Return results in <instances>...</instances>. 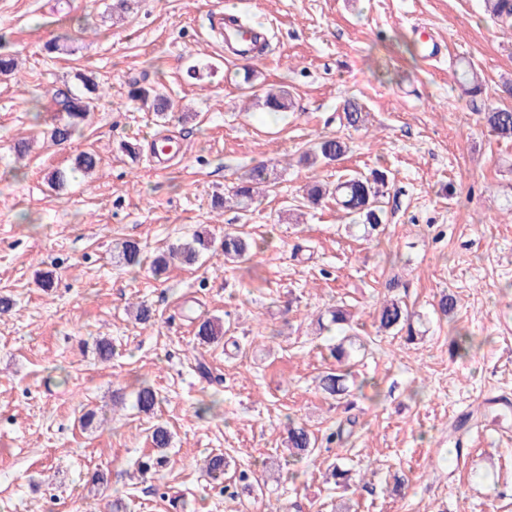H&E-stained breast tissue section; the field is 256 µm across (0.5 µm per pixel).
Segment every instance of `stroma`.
Returning a JSON list of instances; mask_svg holds the SVG:
<instances>
[{"label":"stroma","instance_id":"obj_1","mask_svg":"<svg viewBox=\"0 0 512 512\" xmlns=\"http://www.w3.org/2000/svg\"><path fill=\"white\" fill-rule=\"evenodd\" d=\"M228 1L267 30L253 62L224 57L212 15ZM421 28L439 60H425ZM1 52L19 72L0 78V295L14 300L0 315V512H512V417L488 409L512 402V325L500 320L512 313V140L487 129L455 78L469 61L488 104L512 81V32L482 0H134L121 21L112 0H0ZM249 64L292 96L278 123L243 87ZM81 73L107 95L52 144L48 92ZM134 81L162 86L174 111L161 119L129 102ZM349 100L370 112L369 129L340 124ZM323 134L346 138L348 155L301 164ZM22 137L33 146L20 159ZM163 139L186 151L160 168ZM83 151L98 154L96 172L51 190L48 174ZM260 164L276 165L278 182L252 212L212 208ZM375 168L389 178L377 238L348 235L333 200L303 207L308 185ZM233 225L257 243L244 264L224 260ZM200 231L213 244L196 265L153 276L149 260ZM125 240L145 265L116 263ZM395 275L418 316L412 342L374 320ZM445 293L456 300L447 317ZM140 304L149 322L136 320ZM336 304L367 342L352 368L365 388L339 402L318 386L341 334L317 318ZM203 318L223 339L199 343ZM458 336L471 337L467 352ZM102 337L107 361L94 352ZM145 385L160 399L149 412L135 405ZM349 417L353 435L330 441ZM292 419L316 436V458L289 462ZM158 426L172 434L162 452L150 443ZM216 454L228 463L217 480L203 468ZM336 458L352 473L345 491L326 476ZM242 471L264 495L243 490Z\"/></svg>","mask_w":512,"mask_h":512}]
</instances>
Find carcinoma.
I'll list each match as a JSON object with an SVG mask.
<instances>
[{
    "instance_id": "1",
    "label": "carcinoma",
    "mask_w": 512,
    "mask_h": 512,
    "mask_svg": "<svg viewBox=\"0 0 512 512\" xmlns=\"http://www.w3.org/2000/svg\"><path fill=\"white\" fill-rule=\"evenodd\" d=\"M489 15L512 28V0H484ZM81 90L77 93L70 89H59L52 93V99L61 113L59 121L53 125L50 135L57 142L69 140L76 128L84 123L94 103L99 99V83L96 77L87 74H78ZM459 82L465 85V93L476 97L484 92L483 84L471 65L461 68ZM129 99L147 107L160 116L166 115L174 108L173 102L156 85L142 86L132 84L128 92ZM260 103L267 111L273 114L287 112L293 107V101L285 90L268 89L260 97ZM483 119L490 132L502 139H512V106L507 104L484 107ZM340 122L343 126L354 130L366 127L368 114L356 101H349L344 105ZM350 147L341 136H320L309 149L300 156V161L307 164L321 163L329 165L345 158ZM98 166V157L95 153L86 151L78 154L71 169L67 172L55 170L47 178L53 189L62 188L70 176L76 172L89 173ZM276 173L268 166L262 164L248 170L238 178V182L231 188L228 195L216 197L214 208H233L246 212L253 205L256 198V185L275 183ZM387 173L378 169L368 174H348L338 179L333 187L314 184L306 189L304 199L311 205H318L330 196L336 200L347 213L356 216L364 229V237H369L384 223L385 212L381 205L387 183ZM211 239L201 233L193 240L182 244L170 245L168 252L157 255L151 262L155 274L165 272L169 261L177 258L186 266L194 265L200 255L209 250ZM253 244L246 233L234 228L224 230V256L232 262H242L249 259ZM118 262L126 266L141 264V249L139 244L126 241L117 251ZM412 313L408 305L398 295L389 296L383 300L376 311L375 322L378 328L384 331H406V339L413 341L418 332L411 322ZM223 335L221 326L212 319H204L197 326L196 336L202 343H211ZM364 348L363 344L356 343V337L345 335L331 348V356L336 360V368L329 369L320 378V388L328 397L336 399L351 392L349 361L356 350ZM157 403V393L145 386L136 394L138 409L148 412ZM317 438L301 423L294 420L288 424V450L290 456L300 460L312 454L316 448ZM330 476L335 480L336 488L347 489L349 486V470L342 468L339 461L329 464Z\"/></svg>"
}]
</instances>
